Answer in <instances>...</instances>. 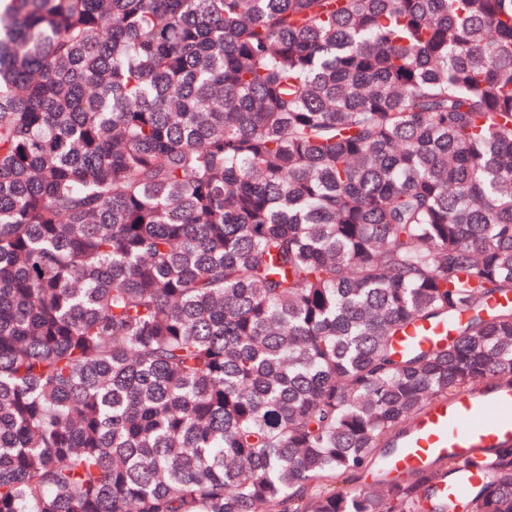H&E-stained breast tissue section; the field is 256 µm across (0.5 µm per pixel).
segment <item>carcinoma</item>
<instances>
[{
	"label": "carcinoma",
	"mask_w": 512,
	"mask_h": 512,
	"mask_svg": "<svg viewBox=\"0 0 512 512\" xmlns=\"http://www.w3.org/2000/svg\"><path fill=\"white\" fill-rule=\"evenodd\" d=\"M508 379L512 0H0V512H512L352 485ZM448 333V324L418 322L406 328L404 335L397 341L396 346L403 348L415 343L434 346L448 341Z\"/></svg>",
	"instance_id": "1"
}]
</instances>
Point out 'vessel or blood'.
Listing matches in <instances>:
<instances>
[{"label":"vessel or blood","instance_id":"vessel-or-blood-1","mask_svg":"<svg viewBox=\"0 0 512 512\" xmlns=\"http://www.w3.org/2000/svg\"><path fill=\"white\" fill-rule=\"evenodd\" d=\"M444 324L409 325L398 347L434 346L448 339ZM512 444V383L503 382L486 396L462 393L432 404L414 423L401 448L386 461L390 474L413 472L453 454L466 456L482 448Z\"/></svg>","mask_w":512,"mask_h":512}]
</instances>
